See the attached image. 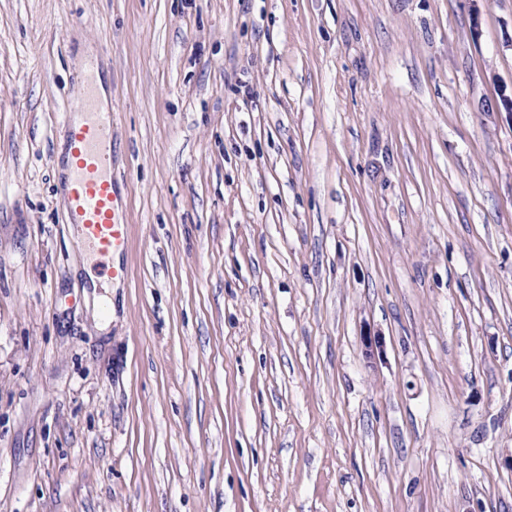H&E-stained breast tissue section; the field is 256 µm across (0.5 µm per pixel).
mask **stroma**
Returning <instances> with one entry per match:
<instances>
[{"mask_svg": "<svg viewBox=\"0 0 512 512\" xmlns=\"http://www.w3.org/2000/svg\"><path fill=\"white\" fill-rule=\"evenodd\" d=\"M511 86L512 0H0V512H512ZM75 111L84 112L85 119L79 124L65 122L72 183L69 224L78 227L80 247L110 258L127 240V224L120 217L123 203L112 179V102L101 110L88 83L68 106V112Z\"/></svg>", "mask_w": 512, "mask_h": 512, "instance_id": "1", "label": "stroma"}]
</instances>
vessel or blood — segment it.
Instances as JSON below:
<instances>
[{"instance_id":"1","label":"vessel or blood","mask_w":512,"mask_h":512,"mask_svg":"<svg viewBox=\"0 0 512 512\" xmlns=\"http://www.w3.org/2000/svg\"><path fill=\"white\" fill-rule=\"evenodd\" d=\"M68 109L85 114L83 122L66 125L72 183L68 218L78 227V245L108 258L122 250L127 240L122 200L112 179V111L96 105L88 85Z\"/></svg>"}]
</instances>
